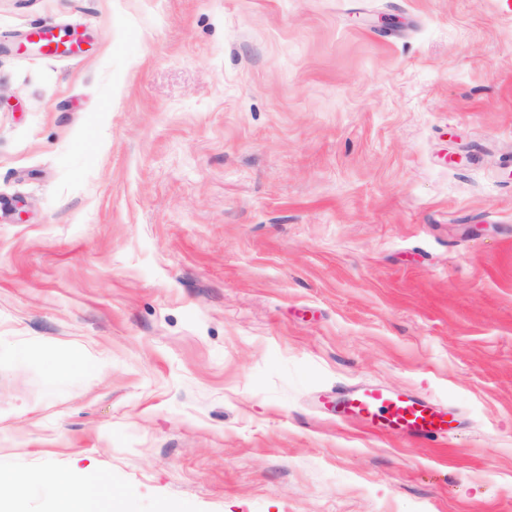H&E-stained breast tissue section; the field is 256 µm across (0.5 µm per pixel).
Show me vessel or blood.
Wrapping results in <instances>:
<instances>
[{
	"label": "vessel or blood",
	"mask_w": 512,
	"mask_h": 512,
	"mask_svg": "<svg viewBox=\"0 0 512 512\" xmlns=\"http://www.w3.org/2000/svg\"><path fill=\"white\" fill-rule=\"evenodd\" d=\"M344 419H355L374 432L392 436L444 438L457 423L454 410L408 392L364 388L344 392L336 400Z\"/></svg>",
	"instance_id": "1"
}]
</instances>
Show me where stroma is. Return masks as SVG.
Returning a JSON list of instances; mask_svg holds the SVG:
<instances>
[{
    "label": "stroma",
    "mask_w": 512,
    "mask_h": 512,
    "mask_svg": "<svg viewBox=\"0 0 512 512\" xmlns=\"http://www.w3.org/2000/svg\"><path fill=\"white\" fill-rule=\"evenodd\" d=\"M364 385L459 428L337 423ZM0 472L512 512V0H0Z\"/></svg>",
    "instance_id": "1"
}]
</instances>
